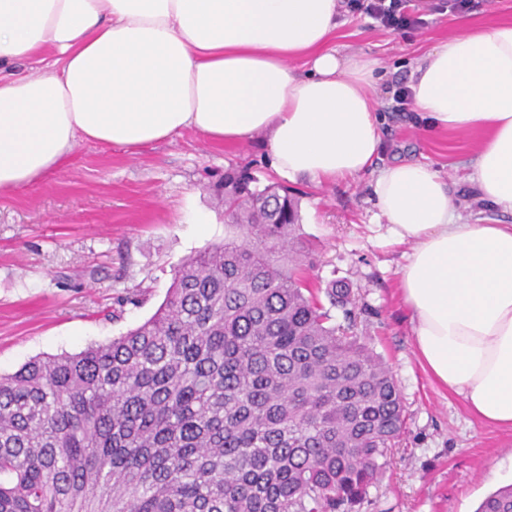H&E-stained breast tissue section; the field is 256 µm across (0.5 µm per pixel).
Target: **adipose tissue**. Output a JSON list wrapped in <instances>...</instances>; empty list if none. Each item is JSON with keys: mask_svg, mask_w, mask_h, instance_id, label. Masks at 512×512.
Segmentation results:
<instances>
[{"mask_svg": "<svg viewBox=\"0 0 512 512\" xmlns=\"http://www.w3.org/2000/svg\"><path fill=\"white\" fill-rule=\"evenodd\" d=\"M339 7L0 0V192L37 183L81 141L136 149L186 130L261 139L291 180L358 177L381 149L378 63L330 47ZM21 61L38 72L6 75ZM407 87L430 130L479 134L469 180L512 214V23L463 24L414 61ZM371 190L412 244L400 295L424 368L483 424L512 431V224L462 221L428 163L377 170Z\"/></svg>", "mask_w": 512, "mask_h": 512, "instance_id": "ef3b65f1", "label": "adipose tissue"}]
</instances>
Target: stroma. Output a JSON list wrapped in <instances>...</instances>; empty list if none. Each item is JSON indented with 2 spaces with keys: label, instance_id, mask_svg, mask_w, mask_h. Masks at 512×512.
Returning <instances> with one entry per match:
<instances>
[{
  "label": "stroma",
  "instance_id": "35a3bbf8",
  "mask_svg": "<svg viewBox=\"0 0 512 512\" xmlns=\"http://www.w3.org/2000/svg\"><path fill=\"white\" fill-rule=\"evenodd\" d=\"M424 2L409 0L408 12L423 23L403 34L345 8L338 16L333 46L379 64L374 98L382 146L375 165L434 163L444 170L456 213L512 224L511 214L488 208L470 187L473 134H436L414 107L393 109L415 59L460 21L512 22V0H478L463 13L427 12ZM231 167L261 187L278 180L258 142L224 145L186 130L135 151L79 142L60 169L1 192L0 374L36 357L108 342L151 317L175 269L223 241L224 209L214 188ZM372 179L368 172L331 184H288L317 260L306 278L316 288L334 280L350 285L356 331L387 363L406 410L403 440L356 512H475L489 493L512 484V431L480 423L422 368L411 313L399 298L411 246L394 241L372 197Z\"/></svg>",
  "mask_w": 512,
  "mask_h": 512
}]
</instances>
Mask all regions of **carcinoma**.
<instances>
[{
  "label": "carcinoma",
  "instance_id": "cac0c4a2",
  "mask_svg": "<svg viewBox=\"0 0 512 512\" xmlns=\"http://www.w3.org/2000/svg\"><path fill=\"white\" fill-rule=\"evenodd\" d=\"M224 172L230 233L185 261L141 325L0 376V512H353L406 415L326 300L288 188ZM343 308V324L331 311ZM477 512H512V486Z\"/></svg>",
  "mask_w": 512,
  "mask_h": 512
}]
</instances>
